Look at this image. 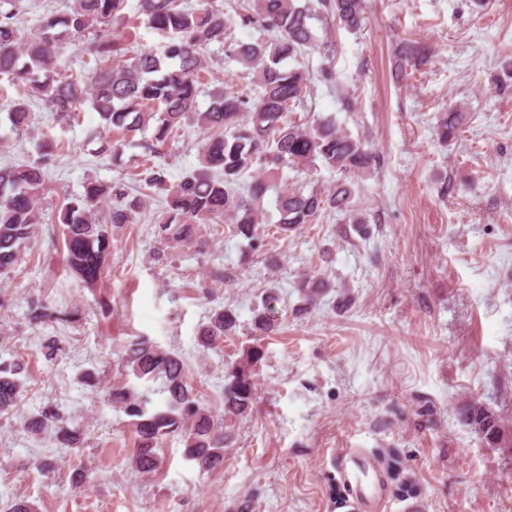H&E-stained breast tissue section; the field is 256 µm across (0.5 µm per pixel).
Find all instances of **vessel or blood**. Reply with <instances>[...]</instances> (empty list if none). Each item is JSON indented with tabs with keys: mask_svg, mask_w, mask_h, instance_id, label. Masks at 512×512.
Returning a JSON list of instances; mask_svg holds the SVG:
<instances>
[{
	"mask_svg": "<svg viewBox=\"0 0 512 512\" xmlns=\"http://www.w3.org/2000/svg\"><path fill=\"white\" fill-rule=\"evenodd\" d=\"M341 473L351 495L350 512H372L382 498L375 457L360 448L347 449L342 456Z\"/></svg>",
	"mask_w": 512,
	"mask_h": 512,
	"instance_id": "vessel-or-blood-1",
	"label": "vessel or blood"
}]
</instances>
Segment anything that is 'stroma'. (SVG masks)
I'll return each mask as SVG.
<instances>
[{
    "mask_svg": "<svg viewBox=\"0 0 512 512\" xmlns=\"http://www.w3.org/2000/svg\"><path fill=\"white\" fill-rule=\"evenodd\" d=\"M312 26L316 41L298 58L308 87L288 117H335L376 154L356 179L366 233L328 211L287 238L261 225L255 253L241 237L207 232L204 253L176 247L158 263L165 202L156 195L140 223L113 228L102 278L89 287L63 262L60 205L86 179L126 178L145 132L129 133L115 160L91 139L101 121L90 105L67 123L36 105L29 134L0 153L1 166L19 165L37 159L36 141L60 147L45 171L38 240L0 273V358L22 367L21 414L55 403L84 431L80 447L58 448L19 416H0V508L23 499L36 512H346L335 462L365 448L382 465L383 512L409 501L423 512H512V0H366L360 30L331 17ZM206 55L200 108L217 86L257 94L223 48ZM453 108L464 123L439 143L437 115ZM198 140L190 124L165 146L169 182L198 167ZM340 176L320 162L284 169L261 205L276 216L278 192H324ZM307 274L332 285L309 307L298 290ZM267 291L284 322L259 338L252 310ZM30 297L64 319L29 321ZM219 305L240 326L201 348L197 333ZM136 336L176 351L218 413L227 368L261 343L257 400L226 423L223 469L200 470L176 439L155 472L132 468V427L107 394L129 384L120 351ZM473 403L501 418L510 443L464 423Z\"/></svg>",
    "mask_w": 512,
    "mask_h": 512,
    "instance_id": "35a3bbf8",
    "label": "stroma"
}]
</instances>
